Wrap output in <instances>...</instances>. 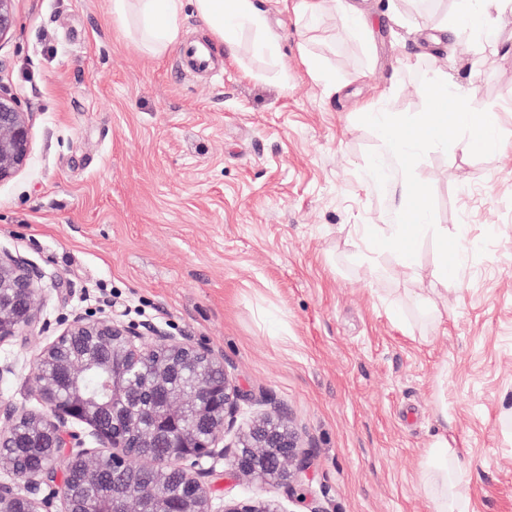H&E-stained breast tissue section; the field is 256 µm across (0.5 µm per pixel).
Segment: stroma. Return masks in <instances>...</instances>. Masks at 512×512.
I'll use <instances>...</instances> for the list:
<instances>
[{
    "instance_id": "obj_1",
    "label": "stroma",
    "mask_w": 512,
    "mask_h": 512,
    "mask_svg": "<svg viewBox=\"0 0 512 512\" xmlns=\"http://www.w3.org/2000/svg\"><path fill=\"white\" fill-rule=\"evenodd\" d=\"M108 2L14 0L0 40V87L33 132L28 163L0 182V252L38 268L42 290L36 326L0 344V400L41 411L31 373L74 317L154 324L223 357L241 392L225 444L269 415L309 462L289 485L211 461L213 512H434L440 436L454 493L512 512V21L495 45H437L460 0H349L362 38L338 5L311 24L256 0L266 32L213 44L214 73L193 75L175 49L123 35ZM438 70L496 114L502 147L477 158L460 139L415 168L465 254L457 277L439 280L427 234L415 267L376 253V279L353 227L394 223L403 175L360 118L421 112Z\"/></svg>"
}]
</instances>
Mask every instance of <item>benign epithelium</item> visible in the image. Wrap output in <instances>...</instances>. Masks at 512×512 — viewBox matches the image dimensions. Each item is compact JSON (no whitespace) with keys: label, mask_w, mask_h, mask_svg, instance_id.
Returning a JSON list of instances; mask_svg holds the SVG:
<instances>
[{"label":"benign epithelium","mask_w":512,"mask_h":512,"mask_svg":"<svg viewBox=\"0 0 512 512\" xmlns=\"http://www.w3.org/2000/svg\"><path fill=\"white\" fill-rule=\"evenodd\" d=\"M14 0H0V39L15 26ZM31 125L18 101L0 90V181L12 177L30 157ZM39 275L28 264L0 252V343L21 335L37 321L40 304ZM72 340L112 346V361L102 365L111 378V399L102 402L86 394L80 377L96 363L80 357L73 360L60 354ZM151 363L154 379L153 413L149 428L123 413L131 397V375ZM187 368L196 370L192 388L174 394L172 381ZM45 412H23L10 403H0V446L11 438L13 428L23 416L33 430L32 447H41L40 437L49 435L66 449L64 459L83 465L84 482L98 479L100 453L84 447L75 425L89 429L101 448H121L113 457L112 484L122 494L102 498L96 512H211L205 483L204 458H222L235 475L290 480L295 472H305L308 463L297 464L298 435L269 416L255 419L234 447L224 446V424L232 416L239 390L224 368V359L210 350L192 344L185 336H171L163 329L145 324L126 325L114 318H76L40 356L31 380ZM131 448H155L157 453L135 456ZM147 467L153 482L137 484L136 471ZM178 470L188 492L173 498L164 493L169 471ZM54 473L14 477L0 482V512H42L45 499L38 494ZM52 497L61 503L60 512H75L69 484L54 487ZM224 512H280L272 502L224 505Z\"/></svg>","instance_id":"benign-epithelium-1"}]
</instances>
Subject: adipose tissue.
Returning a JSON list of instances; mask_svg holds the SVG:
<instances>
[{
  "mask_svg": "<svg viewBox=\"0 0 512 512\" xmlns=\"http://www.w3.org/2000/svg\"><path fill=\"white\" fill-rule=\"evenodd\" d=\"M184 0H112L114 22L136 33L155 54L166 52L180 36ZM194 8L212 37L231 42L242 28L262 32L266 21L255 0H194ZM512 16V0H467L461 12L446 19L444 28L453 40L482 46L496 42L500 26Z\"/></svg>",
  "mask_w": 512,
  "mask_h": 512,
  "instance_id": "adipose-tissue-1",
  "label": "adipose tissue"
}]
</instances>
